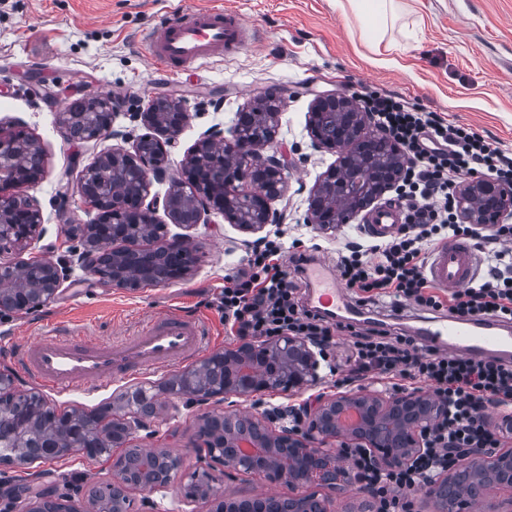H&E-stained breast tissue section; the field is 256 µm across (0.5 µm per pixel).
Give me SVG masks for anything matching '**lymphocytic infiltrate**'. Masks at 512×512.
<instances>
[{"label":"lymphocytic infiltrate","mask_w":512,"mask_h":512,"mask_svg":"<svg viewBox=\"0 0 512 512\" xmlns=\"http://www.w3.org/2000/svg\"><path fill=\"white\" fill-rule=\"evenodd\" d=\"M362 109L375 113L381 128L406 152L408 166L397 194L405 222L389 240L353 241L339 251L340 279L364 303L389 295L453 317L512 321V225L481 233L458 223L454 194L461 174L512 183V152L398 96L372 93L363 98ZM447 238L475 241L488 265L468 288L443 294L428 283L423 266L428 249ZM305 259L302 253L286 254L280 237L255 240L247 271L229 279L222 293L218 308L224 328L241 338L302 336L321 348L342 335L356 377L382 378L394 389L420 381L447 401V418L433 427L424 451L408 466L382 468L364 448L349 449L344 456L376 491L371 512H411L416 493L446 467L450 450L500 447L487 411L512 403V362L448 353L429 357L413 337L330 322L302 304L296 281L283 269L284 263Z\"/></svg>","instance_id":"1"}]
</instances>
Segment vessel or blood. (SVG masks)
I'll list each match as a JSON object with an SVG mask.
<instances>
[{"label":"vessel or blood","mask_w":512,"mask_h":512,"mask_svg":"<svg viewBox=\"0 0 512 512\" xmlns=\"http://www.w3.org/2000/svg\"><path fill=\"white\" fill-rule=\"evenodd\" d=\"M250 37V29L233 12L221 8L188 12L174 5L164 11L144 40L158 71L176 74L193 65L223 60ZM400 221L399 209L388 205L368 218L366 230L372 237L383 239L395 232ZM477 267L476 248L452 240L431 253L426 276L433 284L455 291L473 282ZM302 268L312 310L339 321L358 314L359 306L348 290L326 277L324 260H307ZM414 334L421 345L464 357H512V324L493 317H434L422 321ZM210 343L203 322L167 312L151 316L131 333L113 339L72 334L55 327L17 344L13 356L29 378L52 389L70 391L101 388L120 376L172 367L192 360Z\"/></svg>","instance_id":"b4317fda"}]
</instances>
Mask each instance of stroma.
I'll return each instance as SVG.
<instances>
[{"mask_svg":"<svg viewBox=\"0 0 512 512\" xmlns=\"http://www.w3.org/2000/svg\"><path fill=\"white\" fill-rule=\"evenodd\" d=\"M182 8L224 7L255 24L260 40L235 56L202 68H188L177 77L159 74L142 40L144 31L163 13L168 0H0V125L33 137L44 151L45 174L29 188L40 202L46 233L25 250H6L0 257L23 261L44 256L64 265L66 274L51 302L33 313L0 309V337L24 341L51 326L72 328L92 336L120 335L143 315L176 310L205 320L211 329L210 352L239 346L224 330L217 300L225 276L243 268L254 237L223 218L190 229L194 275L172 284L149 285L135 291L103 288L70 258L80 239L61 231L62 216L72 223L92 224L97 211L82 203L76 186L83 168L112 140H70L60 132L62 112L82 91L122 102L117 128L130 138L144 135L135 113L161 96L180 98L190 121L170 157L178 169L187 150L209 127L230 129L236 116L270 89L285 91L279 116L278 148L294 165L288 188L276 207L285 244L301 240L319 244L335 255L343 243L360 235L363 217L333 233L305 224L311 190L334 164V154L310 145L307 115L315 96L341 92L360 97L377 90L402 97L447 122L465 125L512 150V0H403V12L388 31L398 51L380 53L361 29L359 15L336 0H178ZM371 316L394 333H409L427 317V309L405 300L383 299L370 307ZM190 360L168 369L117 379L109 387L57 392L37 387L16 373L18 390L39 391L56 413L92 411L119 393L136 387L156 391L159 384L187 369ZM327 379L296 393L272 392L216 403L218 412L261 415L277 404H302L318 394L336 393ZM149 417V431L133 438L134 446L169 450L183 462L173 486L134 488L131 512H212V501L188 497L189 476L198 470V433L205 405L187 395L161 397ZM112 479L108 456L83 454L40 464L11 466L0 482L23 483L11 499V512H33L42 499L66 500L75 512H95L90 493Z\"/></svg>","mask_w":512,"mask_h":512,"instance_id":"35a3bbf8","label":"stroma"}]
</instances>
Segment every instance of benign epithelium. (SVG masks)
<instances>
[{"label": "benign epithelium", "mask_w": 512, "mask_h": 512, "mask_svg": "<svg viewBox=\"0 0 512 512\" xmlns=\"http://www.w3.org/2000/svg\"><path fill=\"white\" fill-rule=\"evenodd\" d=\"M85 107L101 115V122L85 126L84 139H124L114 128L119 102L92 93L81 97ZM282 93L267 90L252 107L253 123L235 124L230 135L221 129L202 132L188 149L179 169L169 171V154L190 115L175 96L160 97L147 111L137 113L155 135L136 141L132 149L114 147L101 153L80 180L78 191L85 205L96 210L95 224H69L65 234L82 239L76 263L104 288L136 290L184 280L188 263L165 277L154 274L158 258L190 251L186 234H172L156 217L163 207L170 223L192 228L213 215L246 234H258L277 223L281 212L273 204L287 188L288 156L275 149ZM311 146L338 153L312 190L305 222L321 232L350 224L401 181L407 159L400 144L389 138L368 112L353 99L336 92L316 97L308 115ZM39 152L37 142L17 131L0 127V237L12 246L26 248L41 238L45 221L40 204L26 189L42 176L40 167L30 169L22 158ZM169 181L164 200L151 193L153 184ZM457 214L464 224L477 227L505 224L512 219V184L473 175L456 188ZM142 224L154 230L150 247L133 241L129 234ZM112 239V262L105 261L99 239ZM35 265L40 274L32 283L18 277L21 269ZM15 281L14 299L0 298V308L14 306L35 312L57 294L62 270L51 261L28 259L0 262V282ZM234 353L240 364L228 372L224 390L200 392L193 399L203 404L217 397H254L268 392H297L318 379L319 362L311 344L300 337L281 336L263 342L244 341ZM448 413L447 406L431 393L416 389L388 394L381 390L350 389L320 395L302 405L303 426L292 428L282 418L266 414L224 415V445L206 446L204 460L210 467L243 471L258 481L279 484L290 490L305 485L332 488L340 474L334 462L343 448L371 450L384 467H404L421 452L433 426ZM251 451L237 458L240 444ZM125 452L112 454V487L125 497ZM512 490V448H472L451 460L429 486L433 512H449L464 499L483 501L488 490ZM287 512H330L327 497L313 491L284 498Z\"/></svg>", "instance_id": "obj_1"}]
</instances>
